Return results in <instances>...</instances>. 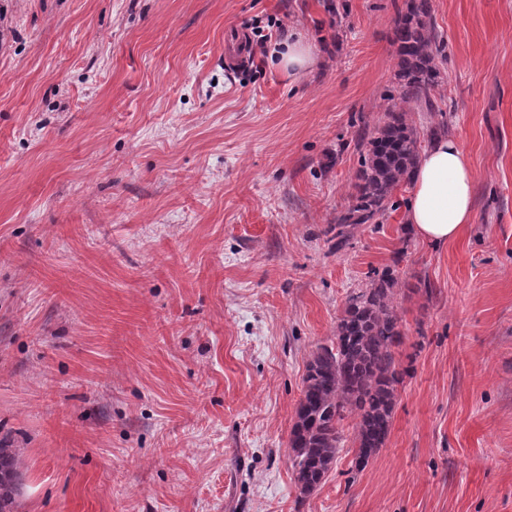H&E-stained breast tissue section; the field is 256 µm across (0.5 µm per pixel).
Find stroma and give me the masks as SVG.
Masks as SVG:
<instances>
[{
    "mask_svg": "<svg viewBox=\"0 0 512 512\" xmlns=\"http://www.w3.org/2000/svg\"><path fill=\"white\" fill-rule=\"evenodd\" d=\"M0 0V447L17 512H512V0H433L475 217L418 239L402 187L343 250L354 135L405 0ZM304 32L292 77L226 64ZM405 339L385 445L300 497L302 377L385 269ZM428 281L432 294L419 291Z\"/></svg>",
    "mask_w": 512,
    "mask_h": 512,
    "instance_id": "35a3bbf8",
    "label": "stroma"
}]
</instances>
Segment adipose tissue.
Returning a JSON list of instances; mask_svg holds the SVG:
<instances>
[{
    "label": "adipose tissue",
    "mask_w": 512,
    "mask_h": 512,
    "mask_svg": "<svg viewBox=\"0 0 512 512\" xmlns=\"http://www.w3.org/2000/svg\"><path fill=\"white\" fill-rule=\"evenodd\" d=\"M475 173L456 138L440 137L422 154L406 222L422 240L445 243L473 221Z\"/></svg>",
    "instance_id": "ef3b65f1"
}]
</instances>
